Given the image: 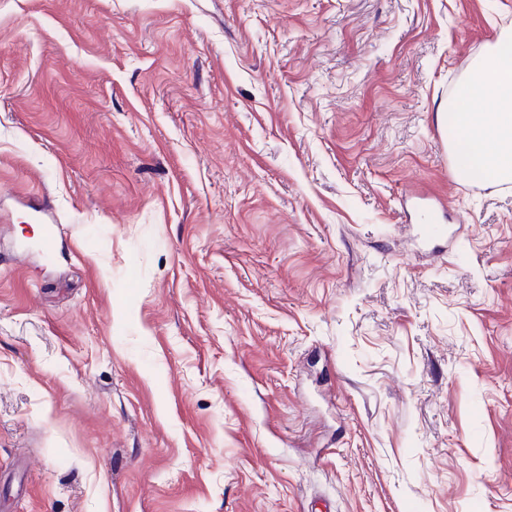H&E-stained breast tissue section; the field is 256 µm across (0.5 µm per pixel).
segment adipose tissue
I'll return each instance as SVG.
<instances>
[{"instance_id": "adipose-tissue-1", "label": "adipose tissue", "mask_w": 512, "mask_h": 512, "mask_svg": "<svg viewBox=\"0 0 512 512\" xmlns=\"http://www.w3.org/2000/svg\"><path fill=\"white\" fill-rule=\"evenodd\" d=\"M452 155L475 181H512V31L477 58L448 103Z\"/></svg>"}]
</instances>
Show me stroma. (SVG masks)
<instances>
[{"label":"stroma","mask_w":512,"mask_h":512,"mask_svg":"<svg viewBox=\"0 0 512 512\" xmlns=\"http://www.w3.org/2000/svg\"><path fill=\"white\" fill-rule=\"evenodd\" d=\"M505 29L0 0V512H512V183L437 121Z\"/></svg>","instance_id":"1"}]
</instances>
